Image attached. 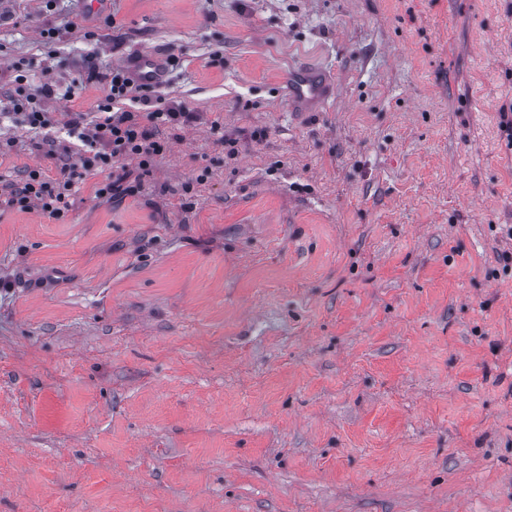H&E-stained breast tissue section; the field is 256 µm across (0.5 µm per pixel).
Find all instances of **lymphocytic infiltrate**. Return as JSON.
Returning a JSON list of instances; mask_svg holds the SVG:
<instances>
[{"label": "lymphocytic infiltrate", "mask_w": 512, "mask_h": 512, "mask_svg": "<svg viewBox=\"0 0 512 512\" xmlns=\"http://www.w3.org/2000/svg\"><path fill=\"white\" fill-rule=\"evenodd\" d=\"M94 81L106 85V95L95 111L71 113L67 126L77 143L63 147L58 177L49 180L40 171H29L23 184L8 183L0 189V206L34 205L58 218L71 209L80 186L90 179L97 197L121 202L139 196L144 173L167 149L162 131L179 130L195 120L193 112L166 101L156 86L138 83L125 67L102 72L93 64L66 89L51 82L22 89L12 108L28 132L50 146L54 140L47 101L61 94L74 98L77 88ZM132 161L137 164L133 170L128 167Z\"/></svg>", "instance_id": "f902f5d3"}]
</instances>
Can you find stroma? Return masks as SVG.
<instances>
[{
    "mask_svg": "<svg viewBox=\"0 0 512 512\" xmlns=\"http://www.w3.org/2000/svg\"><path fill=\"white\" fill-rule=\"evenodd\" d=\"M92 48L199 118L138 197L0 208V512H512V0H0V109ZM335 95L336 82L316 69L302 68L293 73L288 83V98L302 112L319 110Z\"/></svg>",
    "mask_w": 512,
    "mask_h": 512,
    "instance_id": "35a3bbf8",
    "label": "stroma"
}]
</instances>
